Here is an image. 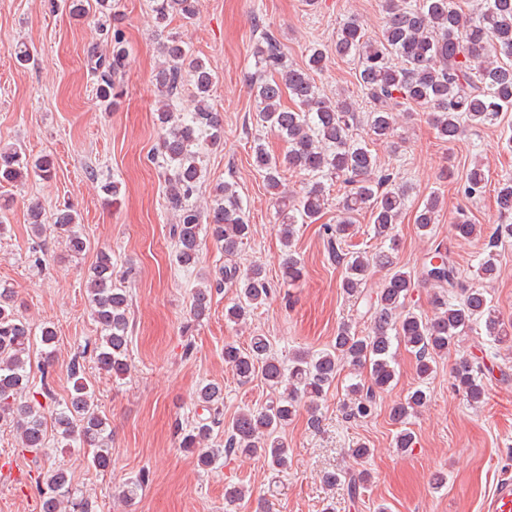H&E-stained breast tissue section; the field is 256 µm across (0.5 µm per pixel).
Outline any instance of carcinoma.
I'll return each mask as SVG.
<instances>
[{"label":"carcinoma","instance_id":"obj_1","mask_svg":"<svg viewBox=\"0 0 512 512\" xmlns=\"http://www.w3.org/2000/svg\"><path fill=\"white\" fill-rule=\"evenodd\" d=\"M196 2L152 0L151 8L160 24L175 16L189 22L196 14ZM385 9L387 19L381 38H366L361 20L352 14L340 25L334 45L336 55L357 58L354 77L370 103L367 112L356 111L345 97L333 101L321 95L312 73L325 66L322 49H312L306 67L297 68L288 64L280 41L271 31H266L256 45L260 73L252 83L259 103L254 120L256 125L275 131L288 145L282 161L260 141L254 143L252 154L253 165L278 202L285 247L281 260L284 282L292 284L302 277L300 261L290 247L298 222L312 224L321 217L327 202V180L345 188L339 201L340 220L324 225L329 254L342 268L343 292L360 295L376 267L388 268L390 273L379 285L376 297L366 299L371 328L365 335L343 322L330 348L318 353L298 351L286 367L272 356L265 336L251 337L245 348L224 345V362L240 382L259 377L282 389V393L263 408L243 411L226 424L223 386H200L197 402L208 416L179 429L178 441L181 448L198 450L203 467L212 466L224 456L260 452L272 469L286 468L288 448L279 437V429L292 419L302 401L320 399L344 365H370V383L351 384L343 409L349 419L371 416L377 392L394 379L392 349L396 341L415 354L423 379L432 372L436 357L448 353L459 337L477 326L494 345L512 341V324L500 317L487 291L464 287L455 261L439 246L422 268L424 279L439 289L434 298L436 313L426 318L406 308L411 276L394 267L392 251L394 230L406 209L411 187L394 186L391 174L378 170L367 144L354 136L355 128L365 126L377 140L393 137L396 119L390 110L392 105H415L432 111L439 137L450 143L460 139L466 128L493 124L502 113L512 112V63L503 61L512 58V0H474L468 14L453 0H385ZM101 32L112 44L111 55L93 48L88 52V65L97 78V98L108 108L121 95L120 81L128 53L121 29L104 22ZM162 53L165 62L155 73V82L160 103L157 120L162 130L165 203L176 219L172 261L181 268L194 267L203 239L211 237L224 252V266L194 290L190 320L199 324L207 319L212 291L227 285L235 289L236 298L226 308L225 317L240 323L271 297L273 288L262 267L242 271L235 262L249 233L236 186L230 182L217 186L205 210L194 201L203 157L224 138L217 113L208 104L214 73L204 61L191 58L187 44L177 36L168 37ZM395 57L401 65L393 63ZM187 81L194 86L197 106L195 111L181 114L175 112L174 102ZM285 92L293 102L291 107L281 104ZM283 162L316 177L304 189L298 210L288 207L287 196L281 190ZM52 173L50 159L32 160L18 144L0 147V184H14L31 174L48 180ZM487 181L483 166L473 163L462 186L464 194L480 196ZM496 204L505 220L491 228L476 270L477 277L486 282L496 276L497 248L512 243V178L500 183ZM439 206V196L434 194L420 207L415 216L419 231L427 234L432 230ZM364 210L373 218L375 234L388 241V246L371 254L346 248L350 218ZM49 229L65 240L74 255L91 248L90 241L77 230V217L68 207L57 210L52 225L42 223L41 210H31L32 236L39 239ZM453 230L461 239L483 232L480 225L465 218L458 220ZM116 280L111 253L99 250L86 281L99 331L92 352L98 369L122 377L130 370V297ZM15 296L11 284L0 282V421L19 431V447L27 452L37 454L47 447L51 427L56 440L91 448L92 465L108 468L112 462V434L95 404L94 390L83 377V363L77 356L70 360L72 388L67 398L56 400L50 387L56 331L50 326L33 328L16 312ZM36 340L41 345L43 372L41 387L33 390L29 369L31 346ZM487 370L484 362L464 355L454 365V389L472 406L484 400ZM426 401V392L414 389L392 408V420L405 422ZM217 429L224 432V447L209 448L207 442ZM35 488L40 512H98L97 503L73 490L67 471L58 466L48 468Z\"/></svg>","mask_w":512,"mask_h":512}]
</instances>
